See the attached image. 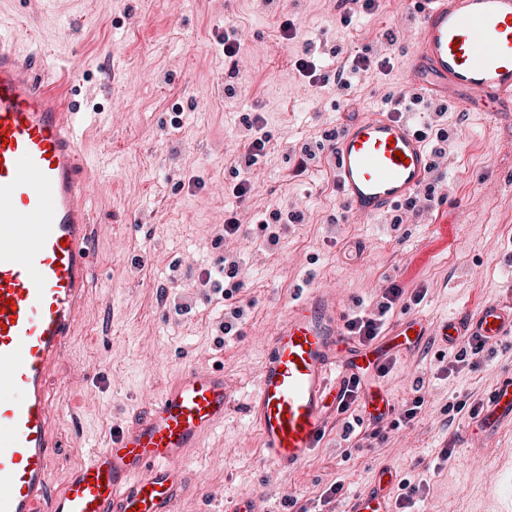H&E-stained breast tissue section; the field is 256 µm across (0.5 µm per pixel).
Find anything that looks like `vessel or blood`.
<instances>
[{"instance_id":"vessel-or-blood-1","label":"vessel or blood","mask_w":512,"mask_h":512,"mask_svg":"<svg viewBox=\"0 0 512 512\" xmlns=\"http://www.w3.org/2000/svg\"><path fill=\"white\" fill-rule=\"evenodd\" d=\"M415 17L404 85L452 102L461 113L512 112V0H405ZM0 36V512H177L194 475L183 459L232 412L223 372L186 367L62 482L52 479L61 396L48 376L80 322L94 266L90 187L80 176L76 115ZM332 154L348 217L373 223L415 198L433 176L425 140L407 118L372 109L343 125ZM512 335V291L439 322L410 315L371 344L356 343L330 288L290 306L264 349L245 415L264 463L312 461L351 376L428 341L486 345ZM512 424V373L499 376L471 422L478 447ZM394 466L379 467L341 512H395ZM224 512H267L241 494Z\"/></svg>"}]
</instances>
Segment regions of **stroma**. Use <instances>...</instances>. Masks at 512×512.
Here are the masks:
<instances>
[{"label":"stroma","instance_id":"stroma-1","mask_svg":"<svg viewBox=\"0 0 512 512\" xmlns=\"http://www.w3.org/2000/svg\"><path fill=\"white\" fill-rule=\"evenodd\" d=\"M285 15L295 22L288 41ZM403 18L404 0H377L347 25L336 0H0V34L30 62L53 63L56 86L78 114L83 175L94 186L97 264L76 336L50 375L60 392L73 369L87 370L56 422L55 481L184 367L223 368L247 398L267 341L307 289H335L348 317L375 309L391 285L421 292L420 304L387 313L389 325L408 312L436 321L512 289V132L498 121L446 112L457 133L443 165L447 184L407 224L347 219L330 154L301 176L289 172L291 149L402 90L407 49L394 47L386 70L362 74L346 93L331 82L309 85L295 58L308 48L322 71H334L346 52L378 42ZM228 29L241 40L235 65L224 56ZM229 82L239 89L233 100L224 97ZM255 109L270 143L247 170L239 165L240 120ZM238 178L251 185L243 202L231 191ZM293 207L306 221L286 227L275 250L252 236L217 240L227 212L249 219ZM222 251L239 258L244 275L230 302L244 315L230 336L220 330L228 302L206 282ZM439 353L419 350L371 375L393 404L424 397L415 424L391 430L376 448L363 447L354 405L331 422L312 463L277 469L262 465L246 417L228 415L186 457L185 467L205 480L188 486L179 512H224L227 498L245 493L282 512L278 487L303 504L337 482L352 492L365 487L385 462L400 481L423 486L419 512H503L491 483L512 475V428L487 456L472 448L468 412L451 419L446 411L512 372V337L484 347L474 371H443ZM443 448L452 456L441 464Z\"/></svg>","mask_w":512,"mask_h":512}]
</instances>
